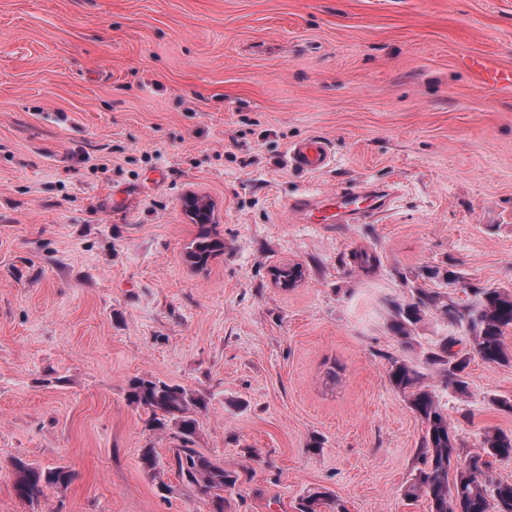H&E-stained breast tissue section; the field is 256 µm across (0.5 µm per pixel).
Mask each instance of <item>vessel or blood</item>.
Listing matches in <instances>:
<instances>
[{
  "label": "vessel or blood",
  "instance_id": "b4317fda",
  "mask_svg": "<svg viewBox=\"0 0 512 512\" xmlns=\"http://www.w3.org/2000/svg\"><path fill=\"white\" fill-rule=\"evenodd\" d=\"M469 66L484 83L512 88V69L492 67L479 59L470 60ZM332 160L329 143L320 137L297 141L288 153L291 167L312 173L327 168ZM392 202L390 188L358 185L331 195L298 198L292 208L306 224H358L388 211Z\"/></svg>",
  "mask_w": 512,
  "mask_h": 512
}]
</instances>
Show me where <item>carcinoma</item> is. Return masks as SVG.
Returning a JSON list of instances; mask_svg holds the SVG:
<instances>
[{"label":"carcinoma","instance_id":"1","mask_svg":"<svg viewBox=\"0 0 512 512\" xmlns=\"http://www.w3.org/2000/svg\"><path fill=\"white\" fill-rule=\"evenodd\" d=\"M199 231L187 251L188 261L203 268L210 259L223 253L224 241L212 232L211 209L199 205L192 211ZM474 300L460 303L446 300L431 288H415L411 300L390 303L389 331L401 343L408 344L415 327L434 314L452 328L469 334L472 349L490 365H512V352L506 348L504 334L512 328V291L505 288L469 286ZM461 339L451 333L442 337L425 357V366L404 359H393L388 377L391 385L403 394L408 408L423 426L417 465L406 482L403 496L408 500L426 497L429 512H512V482L495 481L487 473L489 459H512V432L500 429L485 431L480 448L461 457L457 440L449 428L448 412L440 395L428 384V372L437 371L443 387L464 395L468 390L465 370L469 354L455 350ZM129 402L148 414L152 430L173 431L175 447L170 449L168 466L182 483L209 501L213 512H225L229 499L242 478V472L224 467L218 459L194 448L200 424L194 410L203 402L181 385L167 383L154 376L136 377L130 382ZM15 491L30 503L46 496L45 489L69 485L75 473L58 466L44 470L17 459ZM453 480H448L449 472ZM336 505L333 494L316 488L307 491L296 503V512H324Z\"/></svg>","mask_w":512,"mask_h":512}]
</instances>
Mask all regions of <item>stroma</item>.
<instances>
[{"instance_id":"35a3bbf8","label":"stroma","mask_w":512,"mask_h":512,"mask_svg":"<svg viewBox=\"0 0 512 512\" xmlns=\"http://www.w3.org/2000/svg\"><path fill=\"white\" fill-rule=\"evenodd\" d=\"M472 56L512 68V0H0V512H211L140 460L174 445L128 401L148 374L204 401L196 448L248 470L227 512H295L315 488L428 512L402 495L422 431L388 371L449 327L404 346L388 304L512 290V89ZM311 135L333 153L312 174L287 163ZM362 182L397 190L367 223L288 207ZM194 199L224 240L201 270ZM465 377L464 396L428 381L466 454L512 431L491 402L512 366L475 356ZM18 459L76 477L31 504ZM468 66L484 83H500L512 88V69L492 67L480 59H471Z\"/></svg>"}]
</instances>
